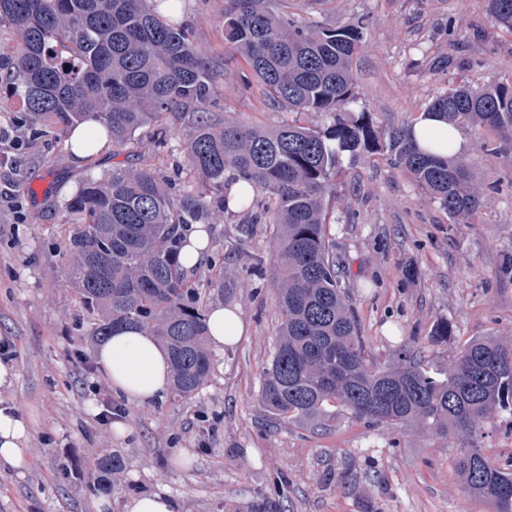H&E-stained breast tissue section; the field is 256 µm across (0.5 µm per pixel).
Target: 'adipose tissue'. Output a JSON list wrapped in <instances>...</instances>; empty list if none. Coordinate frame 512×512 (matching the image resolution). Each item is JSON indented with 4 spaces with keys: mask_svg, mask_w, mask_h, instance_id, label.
<instances>
[{
    "mask_svg": "<svg viewBox=\"0 0 512 512\" xmlns=\"http://www.w3.org/2000/svg\"><path fill=\"white\" fill-rule=\"evenodd\" d=\"M422 151L440 157L465 153L468 141L461 130L436 115L422 116L412 128ZM209 339L217 348L236 345L244 334L239 309L214 305L208 315ZM98 370L113 393L127 402L149 404L163 398L171 384V364L165 349L152 337L122 327L96 353ZM30 425L14 410L0 408V465L24 474L28 468Z\"/></svg>",
    "mask_w": 512,
    "mask_h": 512,
    "instance_id": "adipose-tissue-1",
    "label": "adipose tissue"
}]
</instances>
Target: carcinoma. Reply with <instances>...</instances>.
Instances as JSON below:
<instances>
[{
    "instance_id": "cac0c4a2",
    "label": "carcinoma",
    "mask_w": 512,
    "mask_h": 512,
    "mask_svg": "<svg viewBox=\"0 0 512 512\" xmlns=\"http://www.w3.org/2000/svg\"><path fill=\"white\" fill-rule=\"evenodd\" d=\"M165 0H0V26L18 36L0 88L22 102L36 134L99 124L123 146L165 113L209 101L215 79L187 30L158 12ZM494 21L512 30V0H487ZM365 23L313 27L277 13L270 0H226L224 41L243 59L275 108L324 112L323 128L286 121L275 129L228 121L220 128L196 115L185 144L189 185L177 189L152 168H114L88 177L64 202L73 225L69 279L88 316L87 335L102 342L134 326L170 358L172 389L194 397L213 365L204 347L212 292L229 295L235 281L210 265L198 278L186 269L185 231L232 208L252 213L238 242L258 224L274 227L282 321L262 376L259 400L271 414L311 423L326 407L344 408L369 427L416 426L440 437H461L455 466L462 487L490 512H512V459L486 453V430L512 419V339L467 342L432 373L421 353L404 347L386 365L368 359L364 337L346 300L336 247L328 238L326 196L340 158L385 153L412 174L453 219L473 216L480 193L462 163L425 154L410 128L381 137L356 102L352 62ZM450 123L467 120L512 140V81L484 88L450 87L425 107ZM246 186L230 192L224 176ZM448 321L428 342L451 340ZM121 466L101 458L96 490Z\"/></svg>"
}]
</instances>
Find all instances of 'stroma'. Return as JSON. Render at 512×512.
Segmentation results:
<instances>
[{
  "mask_svg": "<svg viewBox=\"0 0 512 512\" xmlns=\"http://www.w3.org/2000/svg\"><path fill=\"white\" fill-rule=\"evenodd\" d=\"M191 39L217 75L205 110L212 123L273 128L289 112L259 90H245L243 60L224 42V0H181ZM301 21L337 26L366 21L353 60L357 101L386 131L418 121L432 98L459 81L483 87L512 80V30L494 23L485 0H279ZM20 147L0 143V342L13 355L16 379L0 389V408L15 409L32 433L24 478L0 471V512H127L134 496L163 491L179 512H488L462 488L459 441L410 426L367 427L340 407L321 430L271 415L258 400L263 369L281 323L273 228L258 225L235 245L243 212L215 214L207 261H223L237 287L212 304L237 307L246 332L215 349L212 374L190 400L166 393L149 405L125 404L129 437L114 435L98 415V375L89 374L96 343L86 334L69 281L71 234L61 206L91 175L112 167L184 166L182 144L192 115L173 112L147 125L121 149L76 161L66 138L34 134L21 102L0 90V127ZM165 127L169 145L155 143ZM481 206L470 219L448 216L407 171L382 155L343 157L327 231L336 245L353 314L377 363L411 342L437 368L474 337H512V141L462 124ZM454 342L430 345L439 320ZM119 451L112 490L93 492L100 457Z\"/></svg>",
  "mask_w": 512,
  "mask_h": 512,
  "instance_id": "1",
  "label": "stroma"
}]
</instances>
